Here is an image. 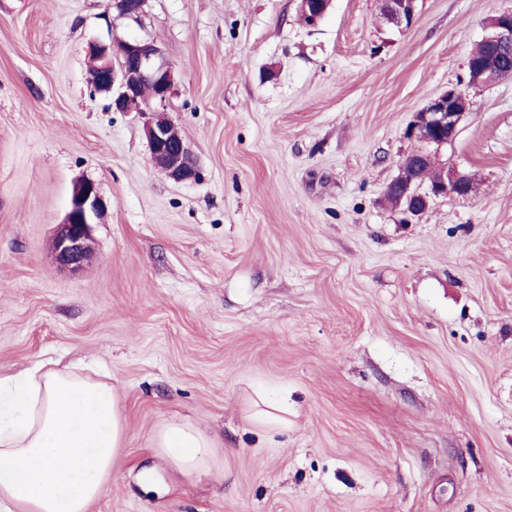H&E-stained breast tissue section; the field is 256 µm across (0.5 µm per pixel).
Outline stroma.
<instances>
[{
  "mask_svg": "<svg viewBox=\"0 0 512 512\" xmlns=\"http://www.w3.org/2000/svg\"><path fill=\"white\" fill-rule=\"evenodd\" d=\"M512 0H0V373L99 365L125 407L88 512H512V79L472 87L439 162L472 182L405 221L385 199L415 112L465 83ZM154 40L198 176L153 162L142 118L89 83V43ZM106 205L94 257L51 238L76 181ZM288 397L287 426L253 416ZM224 477L175 482L174 414ZM331 3L332 0H299L297 18L305 25H315L326 14ZM384 16L390 23L411 25L414 19V1L384 0ZM149 448L175 477L197 482L224 477V457L214 438L189 416L163 419L150 438Z\"/></svg>",
  "mask_w": 512,
  "mask_h": 512,
  "instance_id": "obj_1",
  "label": "stroma"
}]
</instances>
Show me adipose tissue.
I'll use <instances>...</instances> for the list:
<instances>
[{"mask_svg": "<svg viewBox=\"0 0 512 512\" xmlns=\"http://www.w3.org/2000/svg\"><path fill=\"white\" fill-rule=\"evenodd\" d=\"M124 442L112 383L43 362L0 375V512H88ZM149 448L173 476H224L214 438L190 417L163 419Z\"/></svg>", "mask_w": 512, "mask_h": 512, "instance_id": "1", "label": "adipose tissue"}]
</instances>
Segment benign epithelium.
Wrapping results in <instances>:
<instances>
[{
	"mask_svg": "<svg viewBox=\"0 0 512 512\" xmlns=\"http://www.w3.org/2000/svg\"><path fill=\"white\" fill-rule=\"evenodd\" d=\"M108 7L119 15L138 20L147 0H107ZM332 0H299L298 20L316 24L331 7ZM387 21L409 25L414 19V0H384ZM487 34L482 43L495 53L512 46V9L503 11L486 24ZM87 55L97 62L89 82L98 93L110 98L115 112L135 113L144 119V131L151 156L168 177L176 182L196 178L194 158L178 129L167 117L166 103L172 93L174 72L160 47L148 39H128L117 43L92 42ZM467 71L472 74L469 86H487L506 78L504 72L484 60L470 58ZM473 102L466 90L451 87L430 99L406 129L407 138L419 144L418 163L435 158L436 153L452 143ZM397 187V207L408 218L421 216L432 198L450 193L467 196L472 190L468 176L446 165L437 166V178L428 187L417 181V169L407 170L401 162L397 176L391 181ZM105 206L96 185L82 181L75 185L68 213L53 235V250L57 260L76 272L92 257L91 224L104 213Z\"/></svg>",
	"mask_w": 512,
	"mask_h": 512,
	"instance_id": "7a95c632",
	"label": "benign epithelium"
}]
</instances>
